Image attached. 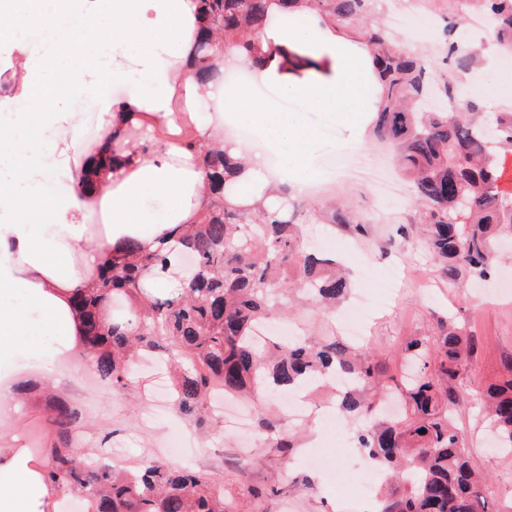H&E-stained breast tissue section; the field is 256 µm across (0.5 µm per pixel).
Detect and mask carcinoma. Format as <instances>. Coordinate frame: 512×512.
Returning <instances> with one entry per match:
<instances>
[{
  "label": "carcinoma",
  "instance_id": "obj_1",
  "mask_svg": "<svg viewBox=\"0 0 512 512\" xmlns=\"http://www.w3.org/2000/svg\"><path fill=\"white\" fill-rule=\"evenodd\" d=\"M297 0H198L205 30L192 68L208 83L219 76L216 40L235 44L250 57L252 31L270 20L273 3L284 9ZM343 29L361 31L378 63L382 108L373 134L390 142L410 176L427 249L448 281H486L495 271L498 248L512 239V199L490 150L487 122L471 102L450 112L454 82L434 91L435 61L387 44L381 29L366 25V0H302ZM457 19L448 60L468 71L476 56L463 47L468 15H481L496 42L512 50V0H448ZM499 141L512 144V110L495 114ZM207 176L209 207L197 224H181L153 253L127 241L112 248L108 269L85 290L78 305L85 315L87 348L98 378L112 389L134 384L133 367L143 353H159L179 368L173 383L179 411L203 424L212 416L214 392L242 395L290 390L342 374L352 386L337 395L338 408L362 420L357 442L374 465L391 472L392 486L378 512H487L486 479L470 463L454 422L460 367L477 350L474 337L453 322L440 323L433 339H417L406 350L415 372L404 385L408 407L394 422L371 418L367 394L381 392L382 370L369 349L356 353L336 342L293 340L274 348L254 331L285 309L288 289L302 291L324 309L336 306L350 285L332 261L305 249L297 210L288 188L269 201L248 203L234 193L240 161L226 147L183 139ZM195 258L175 292L152 283L172 274L171 257ZM124 297L130 317L110 315ZM507 378L478 393L500 448H512V359ZM55 438L43 449L50 481L79 493L94 512H238L224 500L221 485L195 471L161 460L134 471L117 470L75 446L81 413L67 400L48 397Z\"/></svg>",
  "mask_w": 512,
  "mask_h": 512
}]
</instances>
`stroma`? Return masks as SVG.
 <instances>
[{
	"instance_id": "obj_1",
	"label": "stroma",
	"mask_w": 512,
	"mask_h": 512,
	"mask_svg": "<svg viewBox=\"0 0 512 512\" xmlns=\"http://www.w3.org/2000/svg\"><path fill=\"white\" fill-rule=\"evenodd\" d=\"M295 118L315 132L320 147L322 174L312 179L301 199L306 243L347 268L352 290L330 315L296 299L289 326L315 341H346L343 318L356 306V296H363V343L385 371L387 411L394 416L400 410L396 394L407 343L436 335L439 322L451 316L465 325L478 350L459 375L457 426L473 466L490 476L491 512H512V452L494 448L476 404L477 392L498 381L505 360L512 358V249L500 256L495 279L484 286L449 283L415 233L412 196L379 199L370 182L346 173L362 160L387 161V149L371 139L359 147L344 143L339 120L325 113L299 112ZM327 128L332 136H324ZM334 213L344 216V223H330ZM350 216L361 218L365 231L347 224ZM388 277L395 283L391 293L382 286ZM138 374L141 392H103L82 352L71 355L54 374L56 395L79 406L92 426L81 434L80 447L110 442L117 449L110 462L123 467L154 459L175 467L191 465L221 482L228 500L248 502L253 487L279 488V496L252 503L255 512H353L366 477L364 457L352 437L355 423L340 418L332 402L306 404L304 414L292 419L275 400L261 395L242 406L249 431L233 432L222 424L199 427L180 418L165 396L153 394L161 371L144 367ZM49 417L43 397H16L13 419L0 434L40 451L52 435ZM265 426L296 434V448L285 456L264 447L259 430Z\"/></svg>"
}]
</instances>
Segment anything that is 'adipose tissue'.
Masks as SVG:
<instances>
[{
    "instance_id": "obj_1",
    "label": "adipose tissue",
    "mask_w": 512,
    "mask_h": 512,
    "mask_svg": "<svg viewBox=\"0 0 512 512\" xmlns=\"http://www.w3.org/2000/svg\"><path fill=\"white\" fill-rule=\"evenodd\" d=\"M79 22H60L55 0H0V49L20 48V33H50L48 49L22 50L16 96L0 97V413H9L19 381L12 367L29 353L54 363L84 350L75 300L94 287L114 245L144 251L207 209L205 176L179 146L181 126L199 102L211 103L199 137L247 123L260 149H247L248 170L294 147L301 162L282 170L305 193L315 176L318 145L294 121L288 104L321 112L356 105L360 120L344 125L348 142L372 133L380 99L375 63L364 46L307 6H272L274 22L252 36L260 79L270 96L233 85L198 83L191 55L204 23L196 0H74ZM483 104L512 91V53L494 50L482 68ZM126 93H118V86ZM95 103L112 137V166L80 154L83 123L75 100ZM181 102L182 111L172 109ZM143 131L147 154H131L124 134ZM100 215L97 224L90 215ZM61 489L43 459L0 442V512H56Z\"/></svg>"
}]
</instances>
